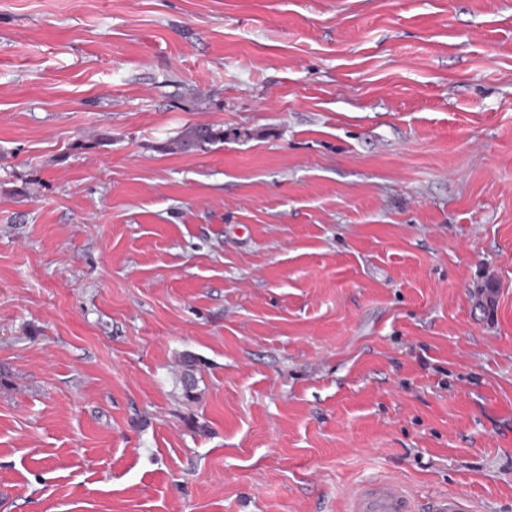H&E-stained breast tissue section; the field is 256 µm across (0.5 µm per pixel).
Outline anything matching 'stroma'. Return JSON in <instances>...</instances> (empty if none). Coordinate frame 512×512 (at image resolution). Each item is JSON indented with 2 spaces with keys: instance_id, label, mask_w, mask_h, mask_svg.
<instances>
[{
  "instance_id": "35a3bbf8",
  "label": "stroma",
  "mask_w": 512,
  "mask_h": 512,
  "mask_svg": "<svg viewBox=\"0 0 512 512\" xmlns=\"http://www.w3.org/2000/svg\"><path fill=\"white\" fill-rule=\"evenodd\" d=\"M384 477L512 512V0H0V512ZM224 130L210 124H197L185 129L170 143V150L186 151L205 144L223 141ZM182 366V387L184 397L188 400L194 398L196 390V371L199 370V363L195 356L191 354H183L181 358Z\"/></svg>"
}]
</instances>
